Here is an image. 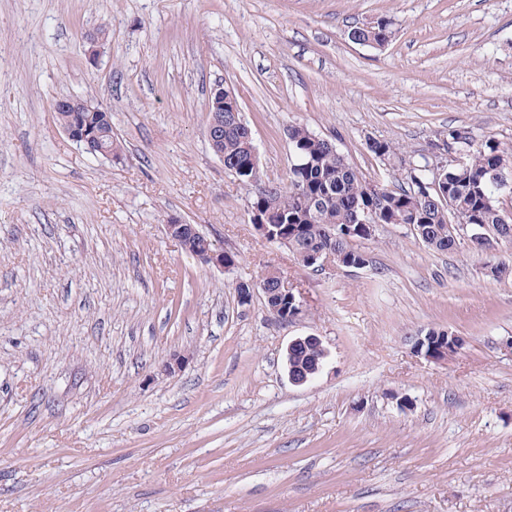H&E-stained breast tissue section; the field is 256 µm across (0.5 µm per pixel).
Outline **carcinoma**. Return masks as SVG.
I'll return each mask as SVG.
<instances>
[{
  "label": "carcinoma",
  "instance_id": "obj_1",
  "mask_svg": "<svg viewBox=\"0 0 512 512\" xmlns=\"http://www.w3.org/2000/svg\"><path fill=\"white\" fill-rule=\"evenodd\" d=\"M362 41L387 43L393 31L391 23L380 21L375 26L353 29ZM59 125L78 121L94 134L108 155L117 153L112 137V114L90 106L82 112L55 109ZM247 124L224 113V168L233 173L251 194L249 215L259 223L272 224L277 237L288 241L292 254L306 256L333 243L335 254L354 265L366 260V253L353 242L365 239V224H408L416 237L430 250L447 252L454 248L448 239V221L458 224H482L487 232L508 237L512 218L500 208L497 177L512 181V149L493 141L478 144L470 133L448 130V139L465 155L462 166L447 165L442 173V193L423 191L428 182L426 166L433 163L427 156L409 166L405 187L390 189L373 184L345 159L328 140L303 125L288 127L292 153L304 160H292L288 186L281 188L266 183L262 174L249 166ZM369 152L389 166H404L401 149L390 142L370 140ZM321 355L311 345H299L289 361L293 371L303 376Z\"/></svg>",
  "mask_w": 512,
  "mask_h": 512
}]
</instances>
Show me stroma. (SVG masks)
Wrapping results in <instances>:
<instances>
[{
  "label": "stroma",
  "instance_id": "35a3bbf8",
  "mask_svg": "<svg viewBox=\"0 0 512 512\" xmlns=\"http://www.w3.org/2000/svg\"><path fill=\"white\" fill-rule=\"evenodd\" d=\"M378 21L385 48L351 40ZM218 83L264 179L287 184L300 123L391 187L407 171L368 140L512 147V0H0V512H512V276L487 274L512 242L381 224L366 267L303 266L209 148ZM73 95L111 112L113 159L62 132ZM173 217L235 265L185 253ZM271 267L300 320L240 302ZM430 327L464 337L448 363L414 351ZM310 334L328 356L298 386ZM321 355V351L318 350L315 346H311L307 344L306 346L301 344L295 348L293 351V355L289 358V361L293 367V371L299 375L303 376L308 373L314 366L315 371L312 373H318L322 366L316 364V360Z\"/></svg>",
  "mask_w": 512,
  "mask_h": 512
}]
</instances>
